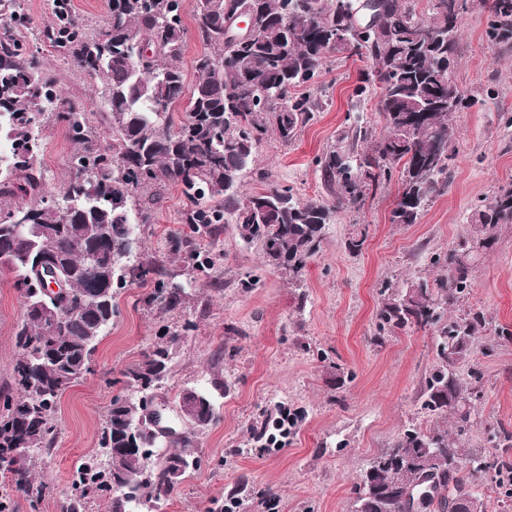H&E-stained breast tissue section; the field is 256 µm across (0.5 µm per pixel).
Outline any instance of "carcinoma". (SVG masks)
I'll return each instance as SVG.
<instances>
[{"instance_id":"obj_1","label":"carcinoma","mask_w":512,"mask_h":512,"mask_svg":"<svg viewBox=\"0 0 512 512\" xmlns=\"http://www.w3.org/2000/svg\"><path fill=\"white\" fill-rule=\"evenodd\" d=\"M210 2L196 0V31L207 52L195 61L197 78L189 89L181 68L187 37L183 0H109L108 16L91 34L71 15L64 27L43 30L44 40L102 84V121L112 132V144L102 146L83 108L56 111L53 76L24 47L21 29L29 20L20 0H0V119H5L0 140L10 143L0 180L19 179L16 190L5 187L0 195L30 197L0 209V264L14 274L26 308L15 328L16 391L0 407V463L8 464L9 472L0 483V512H11L18 493L33 503L45 495L47 486L36 482L28 461L51 450L59 399L90 372L99 340L117 314V290L129 284L150 287L145 303L162 314L186 303L187 294L166 288L159 261L134 255L137 225L131 212L142 190L174 184L190 203L184 215L190 233L173 236L170 251L192 270L206 273L217 262L201 255L197 238L212 235L218 224H233L243 240L260 243L265 265L284 269L297 281L337 213L359 209L393 174L399 190L392 224L417 223L448 184L455 156L437 149L436 141L452 139L448 99L467 106L448 81L446 63L456 55L468 0H429L427 36L420 32L415 0H380L373 14L360 8L361 0H325L317 18L308 16V0H249L259 36L244 43L224 38V13L210 10ZM339 30L350 35L348 45L336 44ZM485 38L493 45L512 41V0H491ZM343 52L369 63L354 98L359 108L379 95L383 133L375 135L357 114L354 137L366 148L351 143L315 159L331 201L302 200L279 186L245 193L244 177L257 146L270 133L287 145L315 119L322 101L298 88L315 84L323 63ZM186 95L188 107L176 121L173 111ZM53 111L66 123L76 152L63 203L48 209L36 200L44 187L35 168L36 131L41 117ZM511 223L510 184L476 207L472 233L444 259L434 260L442 264L438 277L402 287L381 285L373 341L412 327L436 336V364L421 392L433 426L408 425L370 460L361 473L364 480L354 487L359 512H407L401 489L422 477L418 458L424 451L433 455L431 486L419 512H459L464 502L473 504L474 512H487L474 480L512 487L509 458L468 447L484 374L472 366L464 382L456 372L472 357V339L487 319L475 310L448 316V306L469 294L472 269L493 244L497 228ZM46 255L61 262L67 281L69 301L61 310L36 288L37 266ZM34 303L58 311L53 329L27 312ZM163 336L165 341L116 380L123 394L112 398L99 434L103 460L88 459L75 469L66 512H83L95 497L111 500V512H154L185 475L200 468L199 456L186 447L150 463L154 438L137 432L135 399L165 380L174 358L178 336ZM212 386L211 392L198 391L202 404L192 422L200 431L217 418L213 392H227L222 380ZM295 426L291 417L265 420L266 445ZM488 442L512 448V432L495 429ZM18 448L31 453L18 456ZM118 477L126 484L123 497L114 499Z\"/></svg>"}]
</instances>
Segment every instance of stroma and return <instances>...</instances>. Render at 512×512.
Segmentation results:
<instances>
[{"mask_svg":"<svg viewBox=\"0 0 512 512\" xmlns=\"http://www.w3.org/2000/svg\"><path fill=\"white\" fill-rule=\"evenodd\" d=\"M56 4L21 0L30 20L25 43L55 72L64 101L102 112L95 80L39 38L52 23ZM487 17V0H472L461 19L454 81L471 100L451 118L455 161L448 186L419 222L391 223L399 190L393 180L359 211L337 214L303 273L301 288L289 287L287 271L264 266L260 243L244 241L234 225L223 224L199 240L202 251L220 259L215 279L196 277L179 311L159 316L145 304L142 287L120 289L118 314L100 339L91 373L60 399L51 454L32 462L35 478L50 492L35 509L26 497L16 496L12 512H65L73 472L81 459L96 454L103 419L122 391L116 378L158 342L163 327L178 334L179 342L170 374L153 400L164 408L167 426L190 438L202 464L161 503L160 512H206L242 480L252 494V512H267L273 498L279 512H352L356 478L368 461L410 423L425 422L420 393L436 362L435 336L428 329L373 342L379 284L387 278L434 279L439 269L433 257L447 254L470 234L474 206L512 183V126L506 116L512 110V46L486 42ZM367 69V62L341 55L321 68L317 87L324 108L291 144L272 135L261 142L256 167L269 178L263 182L248 174L246 192L264 191L272 183L292 187L303 199L327 196L314 159L347 134L353 90ZM39 138L36 165L47 198L57 200L74 146L64 123L54 117L43 118ZM151 208V222L138 230L141 248L166 272L180 273L168 244L170 236L188 229L187 201L169 185L157 190ZM357 226L365 228L367 239L362 251L353 253L347 242ZM253 276L259 287L243 291L241 281ZM470 309L488 319L473 342L485 382L470 445L484 448L488 427L512 430V224L499 227L472 272L469 294L448 313L456 317ZM23 314L12 274L0 273V392L12 388L18 356L14 331ZM217 378L229 386L216 401L219 419L193 433L179 415V396L187 389L211 388ZM282 407L298 416L293 433L280 448L255 447L254 430Z\"/></svg>","mask_w":512,"mask_h":512,"instance_id":"1","label":"stroma"}]
</instances>
